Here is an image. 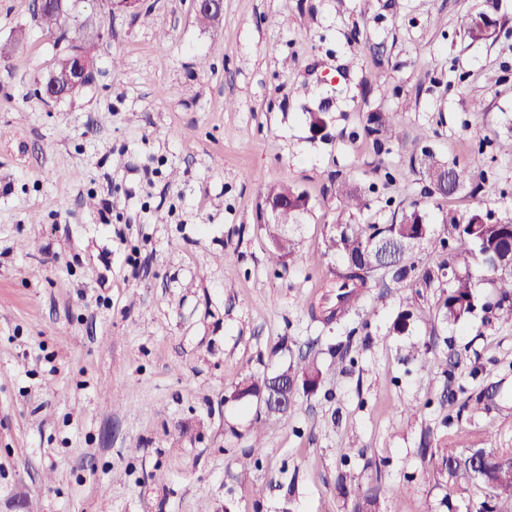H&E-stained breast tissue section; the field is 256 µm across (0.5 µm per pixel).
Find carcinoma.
<instances>
[{
    "label": "carcinoma",
    "instance_id": "1",
    "mask_svg": "<svg viewBox=\"0 0 512 512\" xmlns=\"http://www.w3.org/2000/svg\"><path fill=\"white\" fill-rule=\"evenodd\" d=\"M34 20L43 32L54 37L55 44L64 45L63 52L54 60V67L63 70L69 63V52L73 42L79 37L77 23L72 19L52 12L34 13ZM459 28L472 42H482L476 16L464 15L459 19ZM394 116L387 112H378L365 127L366 139L374 150L383 146L381 132L392 128ZM420 161L421 174L433 184L437 182L439 172L448 168L455 173L458 185L466 181V172L456 163L440 160L430 151H422ZM280 191L296 196L298 210L280 215L279 223L293 225L301 210L306 208L307 200L303 193L292 187H282ZM336 196L343 210L361 211L365 207L364 199L357 189L345 182L336 187ZM274 248L280 256L297 260L296 242L292 237H281L274 228L268 229ZM457 242L462 247L461 258L465 271H452L448 276V297L445 300L444 315L452 325H467L475 315L478 306L477 288L481 280L471 272L476 269L483 273L484 280L490 284L496 294L494 304L495 317L501 322L512 324V220L491 224L481 208L472 210L462 219L444 217L441 223L434 224L426 220V214L413 206L402 212L399 219L389 224H333L327 241L328 251L341 257L344 268L336 272L337 298L350 300L358 288L367 287V282L375 275L373 265L379 261L377 244L391 243L399 251L395 268L387 275L401 288L410 286V273L418 272L419 281L428 286L434 279L431 270H417L416 256L425 246L441 249L444 239ZM287 370L293 372L302 387L316 388L321 382V370L316 362L303 356ZM491 458L487 460L485 471L476 474L464 449L441 448L430 453L429 462L433 470L446 475L448 484L461 498L471 496L477 486L497 490L512 486V448H490Z\"/></svg>",
    "mask_w": 512,
    "mask_h": 512
}]
</instances>
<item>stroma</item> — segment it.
Masks as SVG:
<instances>
[{
  "instance_id": "obj_1",
  "label": "stroma",
  "mask_w": 512,
  "mask_h": 512,
  "mask_svg": "<svg viewBox=\"0 0 512 512\" xmlns=\"http://www.w3.org/2000/svg\"><path fill=\"white\" fill-rule=\"evenodd\" d=\"M469 13L496 38L464 37ZM94 21L95 81L48 103L60 48L33 0H0V512H476L484 491L461 499L422 448H512V325L448 324L446 279L382 273L327 321L326 245L414 204L512 219V0H224L207 27L192 0L100 2ZM375 112L399 122L382 154ZM416 140L464 186L430 195ZM341 179L366 208L341 209ZM280 184L310 198L289 265L266 231ZM303 352L319 390L260 424L240 385ZM393 125L394 115H390L387 112H377L370 119V125L364 129L365 136L376 152H380L383 146V140L380 137L382 130H389Z\"/></svg>"
}]
</instances>
